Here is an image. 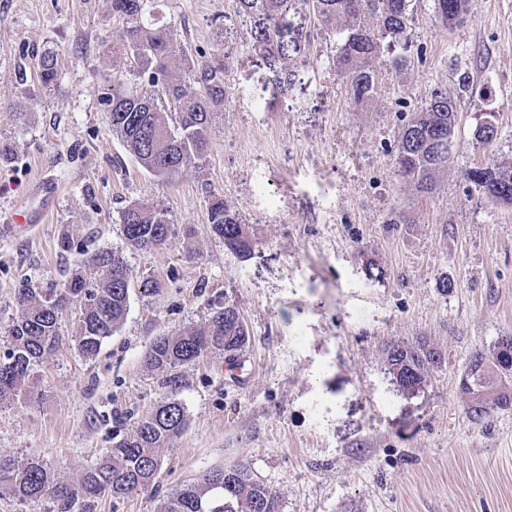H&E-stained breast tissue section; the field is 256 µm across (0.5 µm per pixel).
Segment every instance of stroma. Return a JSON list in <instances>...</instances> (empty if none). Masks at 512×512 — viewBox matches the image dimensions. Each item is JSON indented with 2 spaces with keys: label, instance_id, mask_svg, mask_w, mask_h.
<instances>
[{
  "label": "stroma",
  "instance_id": "1",
  "mask_svg": "<svg viewBox=\"0 0 512 512\" xmlns=\"http://www.w3.org/2000/svg\"><path fill=\"white\" fill-rule=\"evenodd\" d=\"M158 2L182 48H219L227 62L207 151L169 181L109 126L113 76L136 79L112 53L126 30L112 0H0V142L11 146L0 164V330L19 313V288L62 283L83 250L123 253L130 273L127 316L98 355L79 353L77 308L64 311L31 398L0 405V455L76 478L173 394L187 425L163 448L155 487L100 512H159L176 488L233 463L277 491L280 512H512V408L473 422L459 394L473 354L512 334V206L467 179L512 167V0H471L457 28L438 23L434 0H411L410 49L398 63L383 55L377 91L359 105L336 64L349 21L325 25L312 0L289 16L303 33L305 52L289 63L301 80L278 95L235 0ZM48 51L59 77L46 90L33 62ZM436 89L457 100L459 121L424 195L395 168L392 104L419 111ZM26 91L39 104L23 112ZM489 116L497 136L485 144L476 131ZM208 187L248 227L247 258L208 223ZM134 202L192 236L128 248L120 215ZM396 211L404 223H391ZM14 213L34 224L29 237L3 230ZM65 231L73 250L59 247ZM226 300L250 330L236 366L219 354L145 366L155 338L204 323ZM419 336L445 362L408 396L386 378L381 346Z\"/></svg>",
  "mask_w": 512,
  "mask_h": 512
}]
</instances>
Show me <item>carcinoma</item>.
I'll use <instances>...</instances> for the list:
<instances>
[{
	"label": "carcinoma",
	"mask_w": 512,
	"mask_h": 512,
	"mask_svg": "<svg viewBox=\"0 0 512 512\" xmlns=\"http://www.w3.org/2000/svg\"><path fill=\"white\" fill-rule=\"evenodd\" d=\"M296 0H235L236 13L253 20L252 48L263 54L280 92L298 80L288 62L303 51L300 30L286 18ZM439 21L459 27L468 18L471 0H435ZM320 20L329 25L350 18L338 56L350 98L360 102L377 89L374 62L400 44L410 20V0H313ZM155 0H112V12L126 20L125 41L118 53L134 60L140 87L128 88L113 80L108 97L112 132L151 174L169 179L183 168L199 163L206 152L211 115L224 105L225 54L200 52L189 75L173 65L177 40L173 26L159 24ZM41 85L48 89L58 77V58L46 53L37 62ZM457 101L440 90L424 107L402 119L395 163L402 178L430 193L437 172L448 167V153L435 140L455 127ZM470 181L492 203L512 205V170L487 166L470 172ZM207 221L224 246L244 258L251 241L238 215L224 197L205 189ZM123 236L136 250L164 245L175 235L166 211L134 202L121 213ZM130 274L122 255L102 250L79 266L61 288L43 290L33 282L19 290L20 315L6 330L0 353V404L30 396L33 367L56 351L59 325L68 306L86 299L81 307L74 341L85 357L95 356L112 336L128 307ZM250 334L236 305L225 301L213 309L204 324L171 336H159L145 356L152 370H172L208 354L220 353L229 361L246 348ZM384 374L399 391L414 395L424 390L430 372L445 362L442 352L421 337L386 344ZM460 382L464 410L472 421L481 420L492 406L512 403V348L500 350L495 341L487 353L475 354ZM187 422L185 408L171 396L138 421L133 434L112 444L105 455L73 480L54 476L44 463L29 458L0 456V491L21 502L48 500L51 512H97L100 499L116 501L155 486L161 449L179 435ZM163 512H280V497L239 463L204 472L173 492Z\"/></svg>",
	"instance_id": "cac0c4a2"
}]
</instances>
